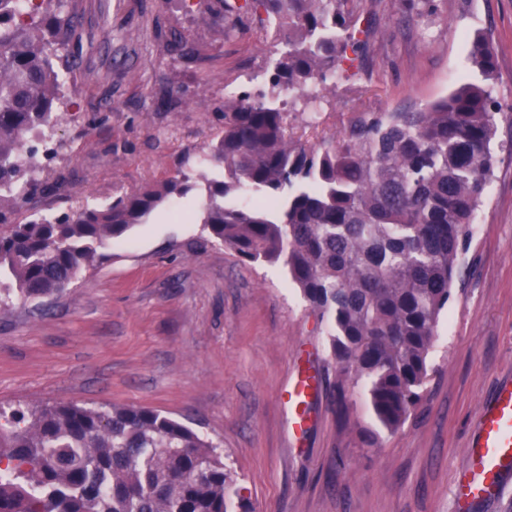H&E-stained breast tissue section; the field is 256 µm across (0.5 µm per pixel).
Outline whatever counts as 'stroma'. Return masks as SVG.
Segmentation results:
<instances>
[{
  "mask_svg": "<svg viewBox=\"0 0 512 512\" xmlns=\"http://www.w3.org/2000/svg\"><path fill=\"white\" fill-rule=\"evenodd\" d=\"M74 71H62L57 153L38 178L63 192L20 212L108 203L175 174L222 126L224 98L261 86L266 30L241 19L225 38L217 0H84ZM378 33L365 71L329 85L317 128L332 136L350 113L394 112L447 96L475 79L468 40L497 51L500 161L462 256L430 356L424 398L394 433L372 423L361 395L338 417L326 338L282 265L244 264L202 232L193 193L155 211L127 242L61 293L13 295L0 313V409L43 404L138 406L179 420L218 445L254 512H454L453 483L482 404L512 376V0H434L419 24L399 0H368ZM181 99L162 103V83ZM300 371L321 383L313 423L291 437L279 392Z\"/></svg>",
  "mask_w": 512,
  "mask_h": 512,
  "instance_id": "obj_1",
  "label": "stroma"
}]
</instances>
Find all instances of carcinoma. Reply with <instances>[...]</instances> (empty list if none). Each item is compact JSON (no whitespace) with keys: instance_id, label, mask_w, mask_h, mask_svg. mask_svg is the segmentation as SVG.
<instances>
[{"instance_id":"obj_1","label":"carcinoma","mask_w":512,"mask_h":512,"mask_svg":"<svg viewBox=\"0 0 512 512\" xmlns=\"http://www.w3.org/2000/svg\"><path fill=\"white\" fill-rule=\"evenodd\" d=\"M0 0V307L62 291L160 206L195 185L183 172L116 189L104 206L15 219L42 189L24 179L61 99L58 65L80 38L83 0ZM239 31L248 17L273 40L264 86L224 99V126L195 163L224 165L206 181L203 232L253 263L281 264L324 326L336 404L359 390L374 422L400 429L423 399L429 356L461 256L497 162L491 41L463 82L417 109L356 112L329 141L290 127L285 96L311 107L327 83L364 69L365 0H218ZM238 489L218 446L176 419L135 406L17 407L0 425V512H230Z\"/></svg>"}]
</instances>
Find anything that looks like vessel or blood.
I'll list each match as a JSON object with an SVG mask.
<instances>
[{"label":"vessel or blood","mask_w":512,"mask_h":512,"mask_svg":"<svg viewBox=\"0 0 512 512\" xmlns=\"http://www.w3.org/2000/svg\"><path fill=\"white\" fill-rule=\"evenodd\" d=\"M318 386L317 374L289 380L280 401L291 434L308 425L306 406ZM512 470V379L501 381L482 406L476 433L464 453L455 480V505L465 512L471 504L497 495L504 476Z\"/></svg>","instance_id":"obj_1"}]
</instances>
